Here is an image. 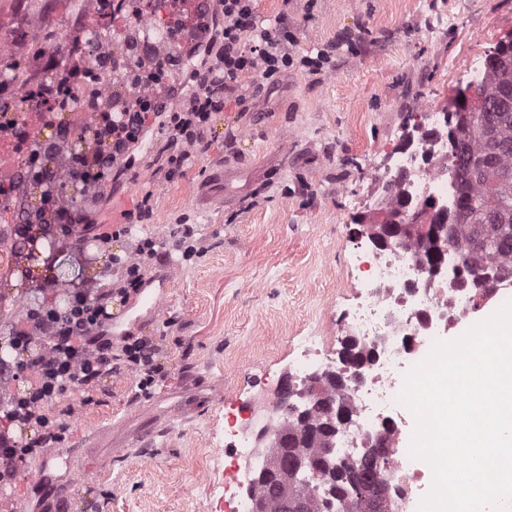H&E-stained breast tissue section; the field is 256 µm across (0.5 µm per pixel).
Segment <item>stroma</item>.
Segmentation results:
<instances>
[{"label":"stroma","mask_w":512,"mask_h":512,"mask_svg":"<svg viewBox=\"0 0 512 512\" xmlns=\"http://www.w3.org/2000/svg\"><path fill=\"white\" fill-rule=\"evenodd\" d=\"M262 18L287 12L294 53L326 48L336 67L312 76L291 71L266 86L250 112L228 107L213 120L211 148L167 181L151 165L162 147L147 135L133 180L107 182L97 210L134 208L151 195L160 234L181 215L204 250L153 265L154 282L171 278L159 318L141 298L113 306L124 328L154 337L163 375L149 396L132 377L101 383L91 404L70 417L62 448L47 449L55 496L15 481L0 492V512H204L219 493L224 411L270 406L287 354L305 336L342 335L354 290L350 257L377 197L371 181L402 131L423 108H452V86L474 58L512 39V0H259ZM256 170L221 200L216 165ZM96 246L50 257L41 277L80 283L84 264L107 287ZM114 431L99 449L100 472L87 473L83 437Z\"/></svg>","instance_id":"obj_1"}]
</instances>
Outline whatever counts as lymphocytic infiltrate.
Segmentation results:
<instances>
[{"label": "lymphocytic infiltrate", "mask_w": 512, "mask_h": 512, "mask_svg": "<svg viewBox=\"0 0 512 512\" xmlns=\"http://www.w3.org/2000/svg\"><path fill=\"white\" fill-rule=\"evenodd\" d=\"M212 3L213 34L180 49L186 59L197 62L189 93L179 92L171 82L159 90L155 100L144 99L142 87L149 83L154 68L150 59L137 60V79L125 74L113 78L112 109L101 113L98 125L89 128L77 163L84 190L101 192L105 172L121 175L131 171L135 146L153 128L166 136L165 155L157 171L164 178H173L195 151L209 146L212 117L227 103L248 111L265 84L288 71L297 69L317 76L331 68L328 51L300 56L290 52L294 34L287 14H279L273 25L265 27L257 14V0ZM39 210L59 219L64 245L74 252L88 239L106 245L112 238L129 236L133 224L151 223L154 216L150 198H143L135 209L124 211L123 223L103 234L96 219L76 208L59 190L43 194ZM169 242L187 260L202 250L192 225L182 220L168 225L164 237L140 239L125 251L108 254L110 288L70 289L66 306L44 302L26 310L12 327L9 344L15 357L0 363V377L25 381L27 387L8 399L0 398L1 486L10 484L19 470L38 460L45 449L65 442L63 420L73 416L78 406L69 401L73 393L81 394L80 404H89L100 380L117 374L134 377L144 395L155 386L162 372L158 344L152 337L130 333L113 338L108 307L126 305L148 286L147 272ZM13 425L25 429V436H10Z\"/></svg>", "instance_id": "lymphocytic-infiltrate-1"}]
</instances>
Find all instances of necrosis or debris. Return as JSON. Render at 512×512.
I'll return each instance as SVG.
<instances>
[{"mask_svg": "<svg viewBox=\"0 0 512 512\" xmlns=\"http://www.w3.org/2000/svg\"><path fill=\"white\" fill-rule=\"evenodd\" d=\"M166 0L154 12L142 10L140 0H83V21L73 9L53 20L34 13L22 34L0 29V106L28 134L32 145L70 136L87 129L103 111L112 94L114 36L110 22L116 10L138 19V46L172 56L188 35L171 25ZM51 50L52 69L39 70L42 50ZM50 108H43V99ZM445 109L433 106L422 112L421 127L407 131L375 179L380 215L393 207L390 192L409 204L433 200L441 214L451 213L457 175L448 165V127ZM459 253L447 255L441 273L423 270L410 247L357 250L352 256L359 285L348 313L346 343L363 352L358 366L347 365L332 347L305 337L287 360L299 390H306L311 375L341 374L348 384L344 401L352 410V424L332 441L338 462L359 463L379 430H387L391 462L384 477L389 486L391 512H418L424 497L428 469L413 459L407 443L413 434L408 408L399 395L404 376L421 354L432 350L451 329L476 309L470 291L457 286L453 271ZM278 424L277 412L238 406L224 415V512H252L254 471L269 461L270 437Z\"/></svg>", "mask_w": 512, "mask_h": 512, "instance_id": "1", "label": "necrosis or debris"}]
</instances>
